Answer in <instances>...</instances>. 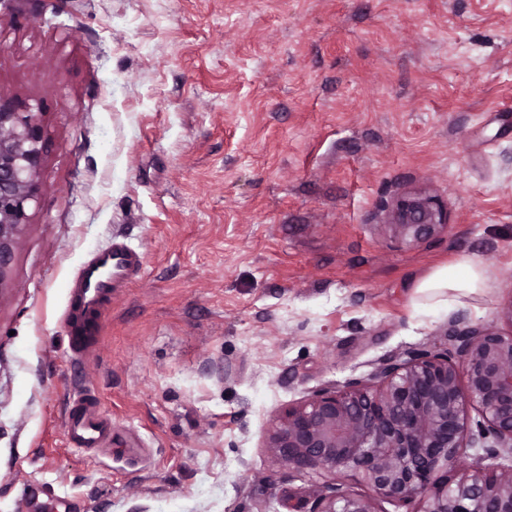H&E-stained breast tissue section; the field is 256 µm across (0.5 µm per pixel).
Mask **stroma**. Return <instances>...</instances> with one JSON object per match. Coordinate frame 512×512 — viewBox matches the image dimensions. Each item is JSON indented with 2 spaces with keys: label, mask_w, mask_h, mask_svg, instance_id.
Masks as SVG:
<instances>
[{
  "label": "stroma",
  "mask_w": 512,
  "mask_h": 512,
  "mask_svg": "<svg viewBox=\"0 0 512 512\" xmlns=\"http://www.w3.org/2000/svg\"><path fill=\"white\" fill-rule=\"evenodd\" d=\"M0 92L42 106V192L0 296V512H308L271 420L450 321L512 331V0H0ZM423 190L449 229L386 222ZM140 273L74 355L79 266ZM480 261L451 307L415 283ZM112 452L78 448L75 392ZM414 288L416 293L429 298L441 295L448 289L467 297L486 288H495V280L480 262L467 259L437 267L420 279ZM65 434L69 443L80 448L112 447L111 423L87 393H80L69 409Z\"/></svg>",
  "instance_id": "obj_1"
}]
</instances>
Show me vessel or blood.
Here are the masks:
<instances>
[{
  "instance_id": "obj_1",
  "label": "vessel or blood",
  "mask_w": 512,
  "mask_h": 512,
  "mask_svg": "<svg viewBox=\"0 0 512 512\" xmlns=\"http://www.w3.org/2000/svg\"><path fill=\"white\" fill-rule=\"evenodd\" d=\"M142 265L141 254L115 238L79 268L63 314L66 337L73 353H81L92 340L103 300L123 287ZM65 434L69 443L80 448H98L112 443L109 419L86 393L79 394L69 409Z\"/></svg>"
}]
</instances>
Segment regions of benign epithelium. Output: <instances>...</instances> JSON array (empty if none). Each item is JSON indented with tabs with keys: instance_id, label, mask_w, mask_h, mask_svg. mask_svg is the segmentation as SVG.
<instances>
[{
	"instance_id": "obj_1",
	"label": "benign epithelium",
	"mask_w": 512,
	"mask_h": 512,
	"mask_svg": "<svg viewBox=\"0 0 512 512\" xmlns=\"http://www.w3.org/2000/svg\"><path fill=\"white\" fill-rule=\"evenodd\" d=\"M40 109L0 93V295L40 193ZM388 220L412 242L449 227L447 210L420 191L397 198ZM445 336L444 349L388 361L367 382L322 388L274 417L273 458L332 477L313 490L309 512H375L377 499L417 500L419 512H512V467L466 462L470 448L512 456V331L461 318ZM348 472L367 494L344 488Z\"/></svg>"
}]
</instances>
